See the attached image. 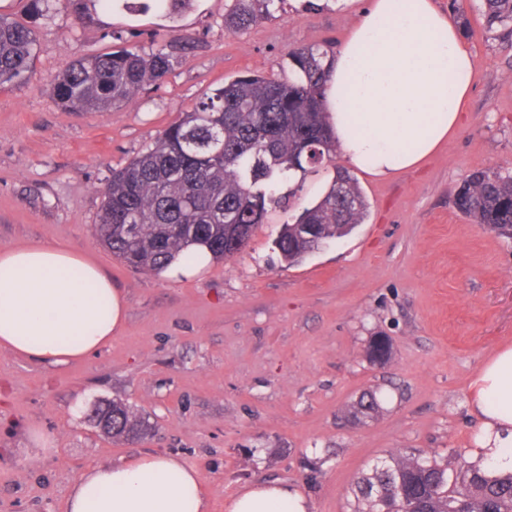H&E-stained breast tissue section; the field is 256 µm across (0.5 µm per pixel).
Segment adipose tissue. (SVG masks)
<instances>
[{
	"mask_svg": "<svg viewBox=\"0 0 512 512\" xmlns=\"http://www.w3.org/2000/svg\"><path fill=\"white\" fill-rule=\"evenodd\" d=\"M476 67L454 22L434 0H369L337 49L326 85L329 121L346 163L383 179L417 167L463 124ZM80 270L83 279L68 278ZM127 302L95 262L65 247L0 250V348L52 366L97 353L122 332ZM482 421L475 457L512 471V346L487 359L471 384ZM70 512H206L198 473L146 455L81 475ZM230 512H309L295 488L258 483Z\"/></svg>",
	"mask_w": 512,
	"mask_h": 512,
	"instance_id": "obj_1",
	"label": "adipose tissue"
}]
</instances>
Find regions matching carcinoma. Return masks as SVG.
Masks as SVG:
<instances>
[{
    "label": "carcinoma",
    "instance_id": "obj_1",
    "mask_svg": "<svg viewBox=\"0 0 512 512\" xmlns=\"http://www.w3.org/2000/svg\"><path fill=\"white\" fill-rule=\"evenodd\" d=\"M283 2L231 0L224 28L243 34ZM58 4L78 19L97 10H154L174 23L193 0H31L28 23L0 14V88L24 83L38 52L37 23ZM481 12L486 33L512 34V0H481ZM335 53L332 44L294 47L280 74L240 76L203 92L151 148L112 170L94 225L112 256L148 272L192 244L207 246L218 259L237 255L268 208L293 194L285 185L336 157L325 103L327 64ZM176 63L166 44L80 56L60 73L53 96L70 112L130 107ZM453 203L481 230H506L512 227V174L473 170ZM367 211L358 180L338 167L323 196L282 225L275 248L287 264L298 263L351 233ZM380 409L376 393L368 392L350 415L369 417ZM94 420L116 440L138 439L147 429L118 402L97 408ZM353 494L351 512H512V473L496 474L465 459L450 471L420 450L394 451L356 479Z\"/></svg>",
    "mask_w": 512,
    "mask_h": 512
}]
</instances>
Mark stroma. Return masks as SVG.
Here are the masks:
<instances>
[{
	"label": "stroma",
	"mask_w": 512,
	"mask_h": 512,
	"mask_svg": "<svg viewBox=\"0 0 512 512\" xmlns=\"http://www.w3.org/2000/svg\"><path fill=\"white\" fill-rule=\"evenodd\" d=\"M226 2L196 0L174 29L152 12L79 21L58 9L38 25L27 81L0 90V248L83 252L128 303L123 332L67 366L0 348V512H68L83 472L145 455L196 469L207 512H228L258 482L301 489L311 512H348L355 478L390 451L417 448L451 465L473 457L469 384L512 345V240L472 224L453 195L471 170H512V37L487 38L479 0H463L477 62L466 122L416 169L357 173L368 216L348 236L291 266L274 247L282 224L331 182L327 162L307 173L289 209H269L235 258L181 280L138 273L93 231L112 170L203 91L280 73L292 47L341 43L368 0H285L242 35L224 29ZM122 42L177 45L179 62L134 106L74 114L56 104L54 80L70 60ZM378 337L391 353L374 362L367 351ZM371 390L382 413L347 419ZM112 401L138 412L152 435L103 434L93 410ZM36 427L53 439L47 453L29 441ZM309 457L323 459L319 473L304 470Z\"/></svg>",
	"instance_id": "stroma-1"
}]
</instances>
